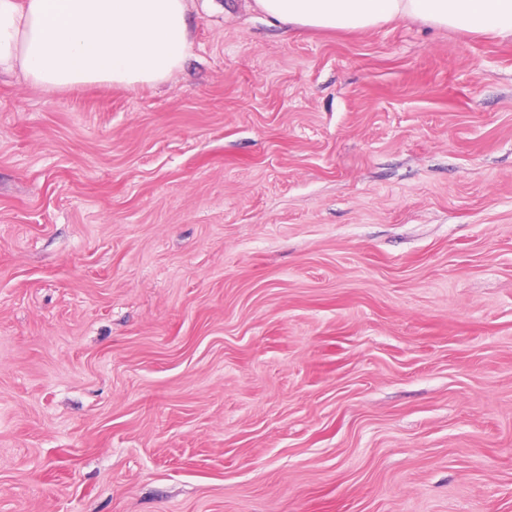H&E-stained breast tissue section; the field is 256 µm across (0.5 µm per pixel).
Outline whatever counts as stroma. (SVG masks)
I'll list each match as a JSON object with an SVG mask.
<instances>
[{"label": "stroma", "instance_id": "1", "mask_svg": "<svg viewBox=\"0 0 512 512\" xmlns=\"http://www.w3.org/2000/svg\"><path fill=\"white\" fill-rule=\"evenodd\" d=\"M188 18L0 77V512H512V37Z\"/></svg>", "mask_w": 512, "mask_h": 512}]
</instances>
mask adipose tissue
<instances>
[{"label":"adipose tissue","mask_w":512,"mask_h":512,"mask_svg":"<svg viewBox=\"0 0 512 512\" xmlns=\"http://www.w3.org/2000/svg\"><path fill=\"white\" fill-rule=\"evenodd\" d=\"M279 26L366 31L418 19L436 28L512 36V0H253ZM187 0H0V74L61 91L157 86L192 47Z\"/></svg>","instance_id":"obj_1"}]
</instances>
